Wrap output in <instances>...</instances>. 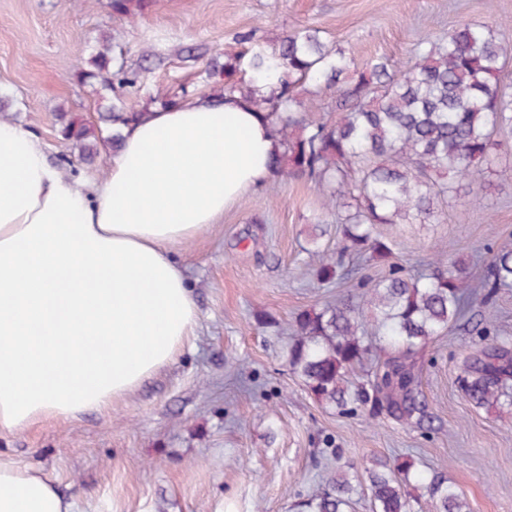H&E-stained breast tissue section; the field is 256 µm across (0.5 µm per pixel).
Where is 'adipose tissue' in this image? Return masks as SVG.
Wrapping results in <instances>:
<instances>
[{
	"instance_id": "obj_1",
	"label": "adipose tissue",
	"mask_w": 512,
	"mask_h": 512,
	"mask_svg": "<svg viewBox=\"0 0 512 512\" xmlns=\"http://www.w3.org/2000/svg\"><path fill=\"white\" fill-rule=\"evenodd\" d=\"M105 177L66 174L0 121V431L111 408L171 362L197 309L171 255L259 184L280 146L241 99L193 96L122 127ZM0 512H75L0 458Z\"/></svg>"
}]
</instances>
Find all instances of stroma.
I'll list each match as a JSON object with an SVG mask.
<instances>
[{
	"mask_svg": "<svg viewBox=\"0 0 512 512\" xmlns=\"http://www.w3.org/2000/svg\"><path fill=\"white\" fill-rule=\"evenodd\" d=\"M108 0H0V101L46 144L69 174L103 177L110 140L90 163L58 134L57 115L98 118L88 66L101 31L142 83L198 93L212 51L239 49L249 33L268 45L294 28L319 30L356 64L401 65L418 42L460 21L499 28L512 47V0H155L131 23ZM325 248L342 246L339 226L307 179L267 177L223 217L173 254L193 290L195 336L167 365L106 410L44 420L0 434V456L42 470L76 512H293L336 467L364 479L373 460L412 457L444 468L471 512H512V405L480 408L456 382L462 357L485 337L452 331L429 345L421 386L434 430L385 417H341L323 408L288 366V327L300 311L335 300L304 251L314 217ZM395 261L422 266L435 251L484 273L488 247L512 239V154L463 181L432 224H382Z\"/></svg>",
	"mask_w": 512,
	"mask_h": 512,
	"instance_id": "stroma-1",
	"label": "stroma"
}]
</instances>
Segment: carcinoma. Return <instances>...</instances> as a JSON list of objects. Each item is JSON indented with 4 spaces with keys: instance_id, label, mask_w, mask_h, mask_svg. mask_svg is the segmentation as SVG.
I'll list each match as a JSON object with an SVG mask.
<instances>
[{
    "instance_id": "obj_1",
    "label": "carcinoma",
    "mask_w": 512,
    "mask_h": 512,
    "mask_svg": "<svg viewBox=\"0 0 512 512\" xmlns=\"http://www.w3.org/2000/svg\"><path fill=\"white\" fill-rule=\"evenodd\" d=\"M153 0H109L111 16L134 21ZM507 48L483 25L460 23L446 34L418 44L397 70L385 58L359 68L342 51L329 49L315 30L298 28L272 46L240 52L216 51L200 73L222 95L248 103L273 127L281 150L273 173L307 178L327 193L346 242L329 254L325 230L315 225L308 238L309 258L325 283L357 278L353 292L334 304L297 314L288 364L310 396L341 416L384 414L400 425L422 428L426 400L420 389V363L436 337L469 321L474 300L489 308L498 289L512 286V243L489 248L484 275L467 293V271L440 254L429 273L414 272L393 260L392 241L379 224H431L438 204L457 196L456 182L474 176L501 152L497 129L512 123V86L502 72ZM78 74L98 96L100 123L57 114L59 135L83 160L98 155L101 124L115 130L178 103L182 87L160 90L128 101L115 86L138 82L112 54L104 33ZM314 82L334 95L336 118H306L301 112L305 84ZM353 252L360 259L388 262L382 276L360 275L346 266ZM457 383L475 405L493 407L512 401V340L497 338L469 354ZM423 490L435 512H470L469 504L445 470H421L407 458L366 470L355 483L344 470L302 498L297 512H350L364 494L371 512H411L408 487Z\"/></svg>"
}]
</instances>
